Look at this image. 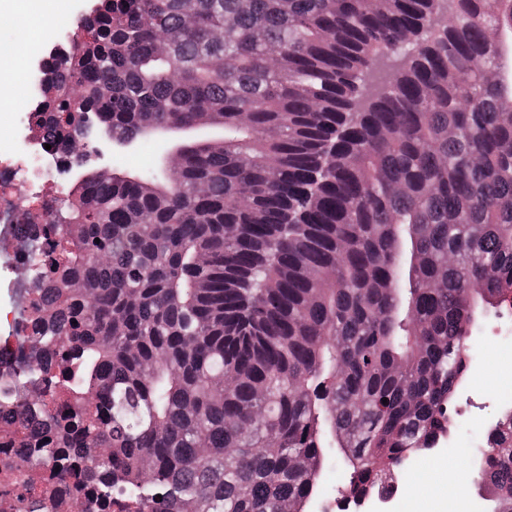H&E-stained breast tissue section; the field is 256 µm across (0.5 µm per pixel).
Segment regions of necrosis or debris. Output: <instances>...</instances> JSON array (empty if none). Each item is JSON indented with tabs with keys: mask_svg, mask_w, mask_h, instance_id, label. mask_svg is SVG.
Wrapping results in <instances>:
<instances>
[{
	"mask_svg": "<svg viewBox=\"0 0 512 512\" xmlns=\"http://www.w3.org/2000/svg\"><path fill=\"white\" fill-rule=\"evenodd\" d=\"M78 152L75 143L53 151L52 164L22 167L13 150L0 148V268L9 273L7 285L14 294L15 314L1 322L6 329L0 336V378L22 370L44 366L47 358L27 315L33 294L28 276L35 255L51 244L46 229L52 224L60 204L58 175L70 166ZM46 419H0V478L5 469L26 456L21 441H37L46 428ZM84 455L67 451L57 462L40 465L26 474L27 501L50 498L56 512H87L84 490L70 476L61 477L60 468L83 469Z\"/></svg>",
	"mask_w": 512,
	"mask_h": 512,
	"instance_id": "4bbe7bcc",
	"label": "necrosis or debris"
}]
</instances>
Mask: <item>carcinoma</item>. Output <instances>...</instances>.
<instances>
[{"instance_id": "1", "label": "carcinoma", "mask_w": 512, "mask_h": 512, "mask_svg": "<svg viewBox=\"0 0 512 512\" xmlns=\"http://www.w3.org/2000/svg\"><path fill=\"white\" fill-rule=\"evenodd\" d=\"M32 126L212 125L169 175L77 163L35 327L69 394L33 446L147 512H305L338 455L377 493L448 431L512 310V0H97ZM7 406L30 410L9 381ZM478 478L512 512V407Z\"/></svg>"}]
</instances>
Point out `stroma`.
Masks as SVG:
<instances>
[{"label":"stroma","mask_w":512,"mask_h":512,"mask_svg":"<svg viewBox=\"0 0 512 512\" xmlns=\"http://www.w3.org/2000/svg\"><path fill=\"white\" fill-rule=\"evenodd\" d=\"M44 40L25 41L10 58H0V125L9 126L25 105L18 90L28 60L42 51ZM471 370L459 390L450 428L452 462H430L421 454L404 467L411 488L400 501L409 512H489V496L475 484L477 454L485 426L501 410V392L512 391V317L493 314L475 330L471 340Z\"/></svg>","instance_id":"stroma-1"}]
</instances>
